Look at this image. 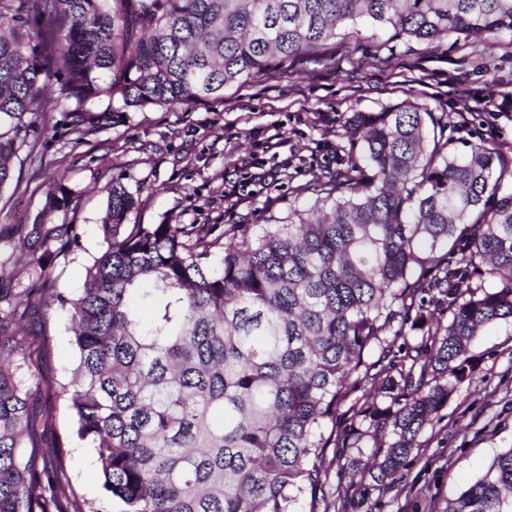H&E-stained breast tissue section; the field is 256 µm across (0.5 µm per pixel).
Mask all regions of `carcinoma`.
<instances>
[{
  "label": "carcinoma",
  "mask_w": 512,
  "mask_h": 512,
  "mask_svg": "<svg viewBox=\"0 0 512 512\" xmlns=\"http://www.w3.org/2000/svg\"><path fill=\"white\" fill-rule=\"evenodd\" d=\"M360 19L392 41L486 47L512 36V0H0V189L48 103L79 142L106 120L100 98L204 104L327 54ZM437 128L412 102L354 114L362 153L323 182L329 207L260 233L131 224L139 195L114 182L77 295L54 274L81 237L55 222L76 203L55 181L12 248L28 286L0 269V512H318L334 466L355 491L393 478L472 380L479 331L512 318V159L484 142L452 155ZM51 308L77 353L64 383L43 375ZM53 397L69 437L48 433ZM71 437L97 456L94 503L61 481ZM443 512H512V447Z\"/></svg>",
  "instance_id": "carcinoma-1"
}]
</instances>
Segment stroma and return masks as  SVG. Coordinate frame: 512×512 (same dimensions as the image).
Segmentation results:
<instances>
[{"label": "stroma", "instance_id": "stroma-1", "mask_svg": "<svg viewBox=\"0 0 512 512\" xmlns=\"http://www.w3.org/2000/svg\"><path fill=\"white\" fill-rule=\"evenodd\" d=\"M356 42H336L331 58L311 53L288 70L225 88L223 99L193 107L113 109L75 141L61 110L39 120L34 161L0 189V265L20 225L33 223L54 179L66 178L77 203L66 216L81 228L80 248L59 261V285L79 292L86 268L104 247L99 218L107 189L139 190L134 224H248L258 229L307 210L315 180L346 170L361 144L346 132L357 112L412 101L445 122L448 151L464 155L485 142L512 152V38L475 55L441 40L435 47H380L368 25ZM48 374L71 378L77 357L66 315L49 321ZM473 381L462 383L388 488L371 486L336 501L338 512H443L500 451L512 446V320L473 343ZM66 474L87 500L101 496L93 448L73 441Z\"/></svg>", "mask_w": 512, "mask_h": 512}]
</instances>
